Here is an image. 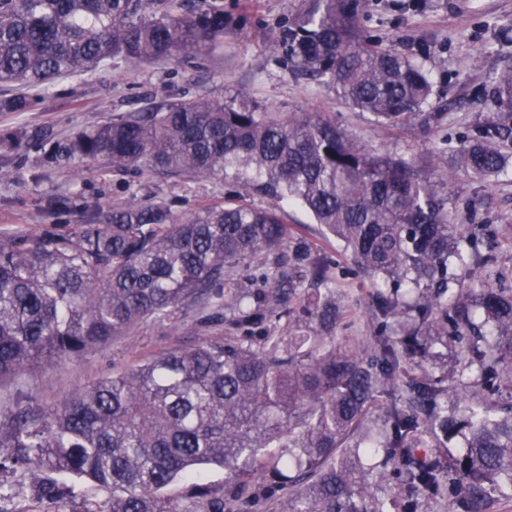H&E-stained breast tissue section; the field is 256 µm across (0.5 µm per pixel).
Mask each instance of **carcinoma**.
Masks as SVG:
<instances>
[{
    "label": "carcinoma",
    "mask_w": 512,
    "mask_h": 512,
    "mask_svg": "<svg viewBox=\"0 0 512 512\" xmlns=\"http://www.w3.org/2000/svg\"><path fill=\"white\" fill-rule=\"evenodd\" d=\"M182 0H0V84L42 89L110 60L129 64L211 54L224 46V5L193 15ZM282 48L293 71L333 89L381 127L437 125L429 71L395 47L362 39L348 0H305ZM512 103V68L494 78ZM22 95L0 112H23ZM67 151L122 170L222 177L273 201L227 199L192 214L131 200L65 235L0 239V383L78 356L148 318L222 307L224 342L163 353L44 409L19 399L0 420V477L21 473L63 512H252L288 491L282 512H392L372 493L369 457L402 464L401 512L442 488L479 507L512 500V290L464 227L438 171L363 145L320 113L280 116L243 95L124 112L75 132ZM512 159V113L462 146L457 167L488 182ZM305 209L344 243L374 283L405 285L373 299L391 335L336 345L347 310L331 269L301 246L282 204ZM306 264L318 288L292 306L251 292L240 265L293 292ZM485 270L448 287V265ZM261 327V335L249 331ZM438 346L451 362L426 369ZM386 429L353 443L378 398ZM459 444L448 464L432 449ZM224 482L201 480L203 465ZM181 487L179 493L172 488Z\"/></svg>",
    "instance_id": "carcinoma-1"
}]
</instances>
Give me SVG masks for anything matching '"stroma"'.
I'll list each match as a JSON object with an SVG mask.
<instances>
[{"mask_svg": "<svg viewBox=\"0 0 512 512\" xmlns=\"http://www.w3.org/2000/svg\"><path fill=\"white\" fill-rule=\"evenodd\" d=\"M226 29L224 55L191 54L166 63L112 62L92 72L50 83L46 93L28 91L23 112H0V131L22 129L27 145L0 150V238L31 233L63 234L94 209L108 210L130 199L163 201L189 213L242 194L241 186L218 177L190 178L145 168L118 171L104 160L84 163L65 147L78 129L174 100L244 94L271 112H326L367 145L411 156L425 168L430 156H455L463 141L477 138L498 112L493 78L512 66V0H357V24L366 36L416 55L430 70L432 111L439 125L412 124L386 131L355 111L334 90L295 77L280 46L290 19L304 0H221ZM452 218L473 236L480 251H492L512 289V242L499 228L512 224V171L482 183L456 166L448 168ZM288 226L335 278L336 296L348 315L336 325V340L365 343L382 331L373 305L375 286L359 272L349 252L325 237L303 210L286 214ZM224 312L189 307L176 319L151 318L126 336L58 365L19 374L0 385V415L16 392L34 403L53 405L93 382L148 361L166 351L223 340Z\"/></svg>", "mask_w": 512, "mask_h": 512, "instance_id": "stroma-1", "label": "stroma"}]
</instances>
